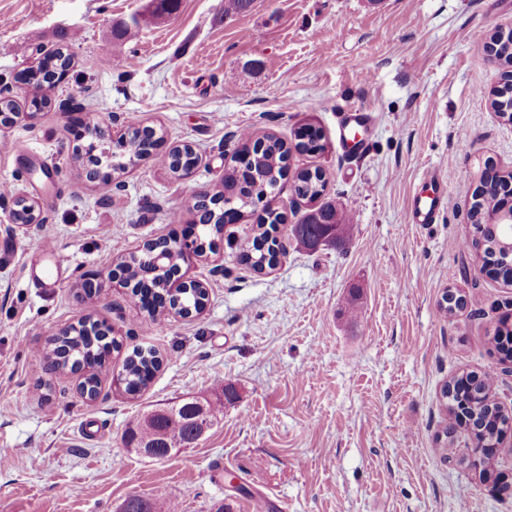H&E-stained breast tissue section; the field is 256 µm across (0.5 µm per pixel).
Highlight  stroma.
Wrapping results in <instances>:
<instances>
[{"mask_svg": "<svg viewBox=\"0 0 512 512\" xmlns=\"http://www.w3.org/2000/svg\"><path fill=\"white\" fill-rule=\"evenodd\" d=\"M151 0H0V92L27 111L16 76L60 36L73 57L36 122L0 129V181L35 200L44 223L8 233L0 198V512H117L138 494L180 512H512V489L482 483L471 442L445 454L442 385L464 372L496 374L493 402L512 410V371L491 344L512 313V286L482 273L468 213L488 171L512 172V123L490 103L503 67L477 49L512 28V0H254L225 17L224 0H180L134 39L117 31ZM372 113L346 152L336 116ZM191 144L200 162L174 178L149 157L120 188L85 179L72 153L74 121L128 116ZM319 125L324 152L292 153V170L321 169L323 199L354 215L337 248L309 252L285 237L276 268L241 260L261 208L224 227L217 251L186 265L207 284L205 310L158 316L130 289L83 297L84 274L107 275L149 239L178 236L195 194L221 187L241 131L292 141ZM446 205L436 223L407 214L426 174ZM52 243L62 265L39 284ZM465 296L438 311L445 289ZM355 300L350 316L347 300ZM91 317L120 344L95 398L83 374L57 379L39 353L61 329ZM161 364L146 389L115 378L133 347ZM233 386L224 421L196 445L153 460L122 433L139 412Z\"/></svg>", "mask_w": 512, "mask_h": 512, "instance_id": "stroma-1", "label": "stroma"}]
</instances>
